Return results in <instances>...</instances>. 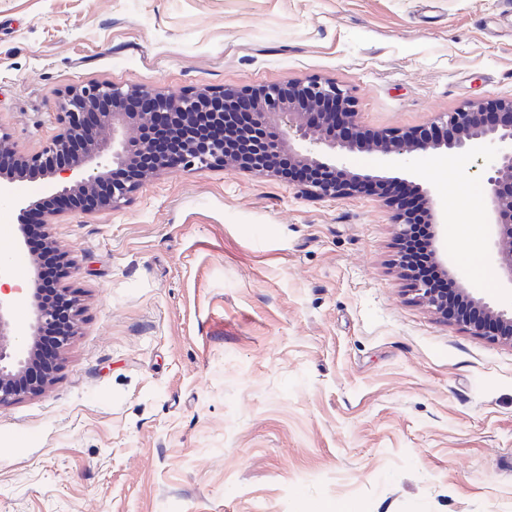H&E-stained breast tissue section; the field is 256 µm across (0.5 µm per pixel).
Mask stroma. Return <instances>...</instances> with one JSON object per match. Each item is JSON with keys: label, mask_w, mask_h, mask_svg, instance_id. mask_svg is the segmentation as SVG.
<instances>
[{"label": "stroma", "mask_w": 512, "mask_h": 512, "mask_svg": "<svg viewBox=\"0 0 512 512\" xmlns=\"http://www.w3.org/2000/svg\"><path fill=\"white\" fill-rule=\"evenodd\" d=\"M310 77L370 132L510 98L512 0H0V123L30 154L72 86ZM346 163L421 184L449 257L494 271L472 159ZM52 235L82 314L51 386L0 407V512H512V346L415 303L376 197L173 168Z\"/></svg>", "instance_id": "obj_1"}]
</instances>
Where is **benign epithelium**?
Returning a JSON list of instances; mask_svg holds the SVG:
<instances>
[{
	"mask_svg": "<svg viewBox=\"0 0 512 512\" xmlns=\"http://www.w3.org/2000/svg\"><path fill=\"white\" fill-rule=\"evenodd\" d=\"M58 135L41 151L29 154L18 149L11 134L0 124V200L10 196L13 186L32 174L57 180L51 192L65 200L83 203V209H110L126 200L142 181L167 169L235 167L256 175L274 173L270 159L288 158L322 173L317 181L300 182L316 198H346L366 191V184H384L378 176L358 173L336 160L305 153L299 143L326 145L333 152H366L382 158L413 155L435 150H455L481 165L486 152L495 150L490 167L482 168V194L488 208L492 247L496 266L512 286V98H488L466 102L446 112L426 127L407 131L382 130L366 133L354 110L349 92L330 79L291 80L271 84L256 92L253 88L216 90L197 88L179 95H166L147 86L124 88L96 83L74 88L61 103ZM238 112L251 115L259 130L246 156L230 154L223 135L216 133L201 146L184 149L165 146L171 142L172 120L188 124L201 115L211 117L213 126L223 129ZM109 157L112 166L124 167L132 161H145L138 177L114 183L102 190L110 169L100 164ZM431 216L434 258L454 274L448 263L444 237L448 213L426 191H419ZM391 211L404 241L414 224L408 206L375 192ZM32 205L18 209V230L26 235L37 231L51 240L50 224L59 212L43 214L37 224L27 223ZM31 287H0V406L8 405L26 393L44 390L51 378L31 375L35 368L37 339L48 324L59 321L58 309L38 298L36 262L29 270ZM419 303L442 319L464 326L475 336H487L512 345V307L503 308L476 297L469 288L457 289L461 300L472 310L452 313L448 298L439 294L427 280L411 282ZM22 297L26 320L20 322L10 292Z\"/></svg>",
	"mask_w": 512,
	"mask_h": 512,
	"instance_id": "1",
	"label": "benign epithelium"
}]
</instances>
